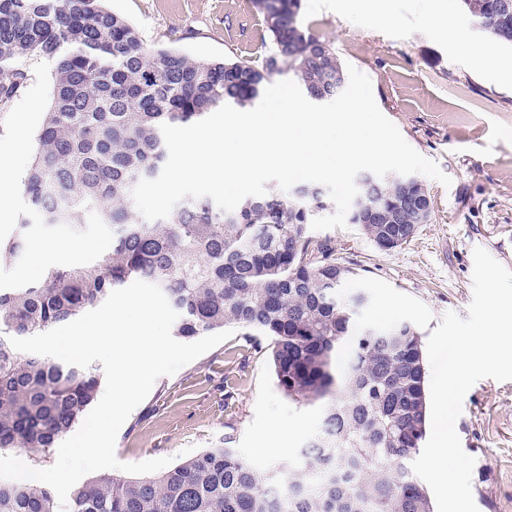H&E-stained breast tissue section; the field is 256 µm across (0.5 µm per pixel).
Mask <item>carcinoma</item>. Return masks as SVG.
<instances>
[{
    "label": "carcinoma",
    "instance_id": "cac0c4a2",
    "mask_svg": "<svg viewBox=\"0 0 512 512\" xmlns=\"http://www.w3.org/2000/svg\"><path fill=\"white\" fill-rule=\"evenodd\" d=\"M272 50L261 65L192 58L148 46L104 0H0V105L29 80L32 61L53 63V97L23 181L30 220L0 242V261L26 257L29 221L79 235L85 216L112 227V250L54 267L37 284L0 288V449L50 457L97 398L101 375L15 350L73 320L135 280L157 284L179 313L182 339L238 327L264 337L278 386L316 405L320 425L268 473L232 448H211L158 477H102L74 491L71 512H433L412 471L426 435V367L408 322L355 328L368 298L339 288L353 271L308 225L335 208L320 186L271 189L224 212L184 199L169 217L141 218L135 184L167 158L163 123L193 124L229 104L252 108L285 73L316 104L335 99L346 74L335 51L303 23L302 0H254ZM477 27L512 47V0H462ZM347 222L382 251L408 241L401 200L428 196L416 179L362 172ZM0 512H57L53 491L0 479Z\"/></svg>",
    "mask_w": 512,
    "mask_h": 512
}]
</instances>
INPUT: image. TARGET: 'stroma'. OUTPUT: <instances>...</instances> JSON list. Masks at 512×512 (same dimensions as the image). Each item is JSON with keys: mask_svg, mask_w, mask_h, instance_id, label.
I'll use <instances>...</instances> for the list:
<instances>
[{"mask_svg": "<svg viewBox=\"0 0 512 512\" xmlns=\"http://www.w3.org/2000/svg\"><path fill=\"white\" fill-rule=\"evenodd\" d=\"M145 43L174 47L195 58L247 59L261 64L270 49L252 0H106ZM384 14L369 24L360 8ZM303 0L302 18L341 64L372 82L375 101L421 155L451 178H424L432 223L419 225L401 247L379 250L357 225L311 231L331 241L352 269L349 288L367 292L358 326L411 323L428 338L447 312L467 316L473 298V251L483 248L512 270V49L490 41L458 0ZM486 48L490 65L474 68L447 35L429 25L440 9ZM53 95L52 66H30L26 87L0 109V153L17 136L34 144ZM79 237L35 231L26 259L0 264V287L38 282L46 267L90 261L112 248V231L96 217ZM316 407L281 391L267 349L243 329L157 379L130 414L115 446L119 461L136 463L231 448L257 469L282 459L318 428ZM456 430L474 457L472 493L479 512H512V381H478L466 394Z\"/></svg>", "mask_w": 512, "mask_h": 512, "instance_id": "35a3bbf8", "label": "stroma"}]
</instances>
